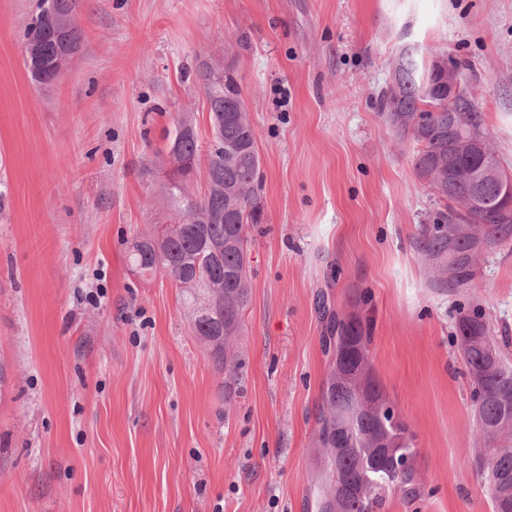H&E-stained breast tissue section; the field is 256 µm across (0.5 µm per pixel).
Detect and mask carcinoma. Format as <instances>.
<instances>
[{"mask_svg": "<svg viewBox=\"0 0 512 512\" xmlns=\"http://www.w3.org/2000/svg\"><path fill=\"white\" fill-rule=\"evenodd\" d=\"M78 0H39L27 29L25 65L38 66L33 78L55 80L81 46L74 17ZM204 80L211 136L201 145L195 122L183 115L166 134L165 155L176 178L163 184L166 219L139 237L129 253L131 271L144 278L161 270L181 289L188 326L203 343L213 366L236 378L241 367L234 341L242 328L247 303L246 228L261 223L260 156L241 88L229 69L217 75L206 63L198 66ZM392 85L379 99L394 132L416 144L418 178L437 200L429 224L421 225L419 248L447 288H466L478 258L471 239L482 249L512 246V221L503 214L507 179L476 184L448 177L482 159L460 154L449 136L487 134L483 113L463 102L448 111V71L442 65L419 69L415 53H400ZM205 165L206 187L200 194L191 183ZM478 194L481 205L463 202ZM458 226L453 252H448V225ZM494 327L483 307L462 315L456 340L473 385L474 414L480 430L482 470L489 485L492 512H512V400L501 396L512 387V362L493 339ZM334 356L326 378L315 438L325 475L318 512H380L388 495L416 493L417 469L412 439L395 414L372 371L370 336L361 319L336 321Z\"/></svg>", "mask_w": 512, "mask_h": 512, "instance_id": "carcinoma-1", "label": "carcinoma"}]
</instances>
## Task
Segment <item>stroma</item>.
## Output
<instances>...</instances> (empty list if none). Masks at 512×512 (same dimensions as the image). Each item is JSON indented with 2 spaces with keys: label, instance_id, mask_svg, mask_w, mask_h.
Masks as SVG:
<instances>
[{
  "label": "stroma",
  "instance_id": "35a3bbf8",
  "mask_svg": "<svg viewBox=\"0 0 512 512\" xmlns=\"http://www.w3.org/2000/svg\"><path fill=\"white\" fill-rule=\"evenodd\" d=\"M36 6L0 0V512H317L326 338L351 316L417 451L416 498L382 512H491L455 324L484 305L512 360V249L435 282L436 204L379 98L403 48L455 58L511 170L512 0H80L47 84ZM202 61L234 70L261 161L229 392L175 284L128 264L165 216L166 131L189 112L209 136Z\"/></svg>",
  "mask_w": 512,
  "mask_h": 512
}]
</instances>
